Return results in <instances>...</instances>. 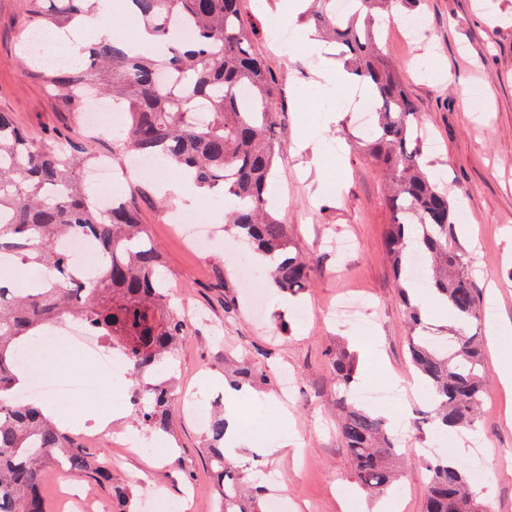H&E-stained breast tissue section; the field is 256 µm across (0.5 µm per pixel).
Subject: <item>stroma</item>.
<instances>
[{
  "label": "stroma",
  "mask_w": 512,
  "mask_h": 512,
  "mask_svg": "<svg viewBox=\"0 0 512 512\" xmlns=\"http://www.w3.org/2000/svg\"><path fill=\"white\" fill-rule=\"evenodd\" d=\"M240 7L253 31L252 47L279 90L278 177L271 198L296 249L312 264L311 286L288 299L259 281L262 310L254 312L244 302L236 271L262 263L238 244L233 231L220 232L206 254H196L167 220L176 207L174 196L152 180L136 196L133 181L116 184L115 192L131 200L159 248L172 305L199 313L187 322L179 348V386L204 402L220 401L225 415L235 418L250 439L245 478L253 480L259 469L274 474L282 512H423L425 461L435 446L475 466L470 480L482 489L491 512H512V385L499 377L512 370V334L498 337L490 329L494 323L512 326V0H410L406 14L426 22L425 32L411 40L393 22L385 24L384 52L430 134L424 161L450 189L460 214L457 245L487 312L480 334L490 377L474 434L438 441L412 431L401 439L399 480L383 499L366 497L354 481L338 436L328 353L341 343L357 355L355 389H398L396 402L371 408L399 416L401 424L411 427L426 391L408 367L406 317L385 249L390 210L384 176L356 142L354 113L342 107L336 120H325L312 95L317 85L331 99L362 89L351 80L337 82L334 45L319 39L281 52L256 0H241ZM28 32L27 0H0V111L11 113L35 138L74 134L85 151L122 158L120 143L83 132L79 113L60 109L25 65ZM345 296L369 300L371 321L346 326L326 316V308ZM228 353L249 356L270 373H288L293 393L282 397L267 385L242 392L226 386ZM70 354L79 362L73 374L86 382L88 396L69 403V410L102 413L112 376L84 363L82 351ZM171 413L174 434L167 447L137 452L111 443V435L134 432L128 412L87 444L89 453L110 466L112 479L82 477L70 486L84 512H106L115 482L129 485L130 512H155L158 502L168 510L183 501L189 512H208L214 485L202 430L180 402H172ZM475 435L485 441L479 458L470 442ZM285 436L294 444L279 448Z\"/></svg>",
  "instance_id": "stroma-1"
}]
</instances>
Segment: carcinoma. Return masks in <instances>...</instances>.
I'll return each instance as SVG.
<instances>
[{"mask_svg": "<svg viewBox=\"0 0 512 512\" xmlns=\"http://www.w3.org/2000/svg\"><path fill=\"white\" fill-rule=\"evenodd\" d=\"M344 14L336 0H318L315 25L336 43L344 64L360 84L372 89L373 124L360 134L364 151L382 167L388 182L392 223L385 244L399 282L411 336L409 364L430 389L420 411L433 431L475 428L486 391L488 365L478 333L471 331L484 311L459 251L453 246L454 205L423 163L417 137V110L392 64L381 54L383 27L378 17L407 0H349ZM136 28L166 46L161 58L141 55L114 37L100 39L90 64L39 72L68 112L81 110L77 85L93 76L102 94L124 104L125 122L116 139L132 155L176 164L199 187L223 188L224 221L270 263L269 285L297 297L310 286L312 267L293 252L287 225L268 198L277 177V143L272 119L276 83L251 47L240 0H131ZM101 0H29L39 28L63 29L97 11ZM194 29L190 42H176L179 26ZM201 101L211 118L198 123L192 103ZM90 161L70 136L45 144L27 135L8 112H0V261L40 266L50 275L21 294L3 286L0 275V512H47L41 494L44 472L66 462L78 476L111 480L67 431L39 410L16 400L18 356L23 340L52 333L75 321L122 349L134 385L130 392L134 423L150 436L172 435V372L186 324L169 306L161 259L137 213L117 206H95L78 178ZM86 238L99 274L87 282L72 273V259L61 243ZM432 263V275L419 279L409 260ZM423 288L448 308L453 325L429 330L421 304L409 289ZM336 376L338 433L351 457L355 482L373 495L396 482L392 459L397 440L387 420L359 404L353 394L357 362L338 348L330 353ZM235 388L272 385L256 364L241 362L225 370ZM226 418L212 417L206 428L218 512H264V489L242 484L238 466L224 457ZM424 512H487L471 486L467 468L451 458L429 461Z\"/></svg>", "mask_w": 512, "mask_h": 512, "instance_id": "carcinoma-1", "label": "carcinoma"}]
</instances>
